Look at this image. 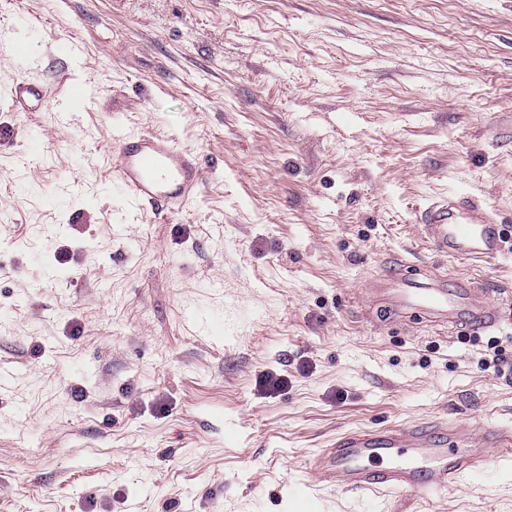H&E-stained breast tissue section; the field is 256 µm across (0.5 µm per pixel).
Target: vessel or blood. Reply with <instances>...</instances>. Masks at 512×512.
I'll return each instance as SVG.
<instances>
[{
	"mask_svg": "<svg viewBox=\"0 0 512 512\" xmlns=\"http://www.w3.org/2000/svg\"><path fill=\"white\" fill-rule=\"evenodd\" d=\"M120 187L133 201L164 213L191 199L202 180L196 153L159 134H127L113 150ZM424 236L439 254L460 260H486L502 250L501 226L475 200L452 196L425 212ZM385 304L403 311L420 309L457 323L468 318L491 328L499 315L477 288H423L410 274L382 283ZM512 460V433L487 425L472 439L450 424L421 428L350 431L316 460L322 478L336 487L374 493L395 490L420 498L448 492L489 457Z\"/></svg>",
	"mask_w": 512,
	"mask_h": 512,
	"instance_id": "1",
	"label": "vessel or blood"
}]
</instances>
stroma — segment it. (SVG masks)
<instances>
[{"label":"stroma","mask_w":512,"mask_h":512,"mask_svg":"<svg viewBox=\"0 0 512 512\" xmlns=\"http://www.w3.org/2000/svg\"><path fill=\"white\" fill-rule=\"evenodd\" d=\"M128 131L198 154L173 214L118 193ZM454 195L500 256L430 250ZM405 266L498 325L376 304ZM0 376V512H512L493 458L429 499L313 471L347 430L512 429V0H0ZM12 100L15 106H20L25 112H37V105L32 109L28 108L27 100L31 99L39 102L42 97L41 90L31 83L14 81L10 85Z\"/></svg>","instance_id":"stroma-1"}]
</instances>
